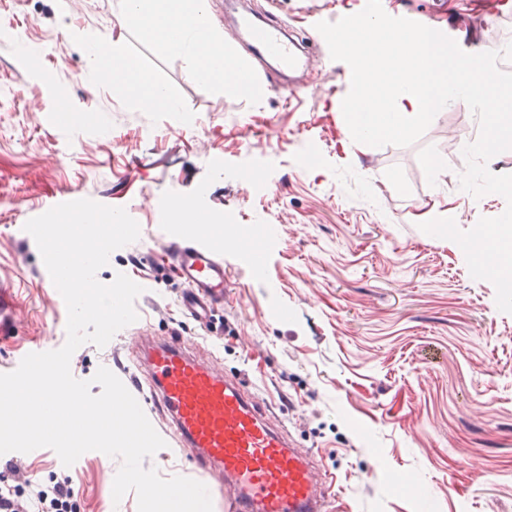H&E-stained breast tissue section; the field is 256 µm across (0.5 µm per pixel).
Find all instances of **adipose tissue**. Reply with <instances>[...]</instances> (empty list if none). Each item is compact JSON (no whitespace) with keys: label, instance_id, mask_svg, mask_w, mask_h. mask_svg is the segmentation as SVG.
<instances>
[{"label":"adipose tissue","instance_id":"adipose-tissue-1","mask_svg":"<svg viewBox=\"0 0 512 512\" xmlns=\"http://www.w3.org/2000/svg\"><path fill=\"white\" fill-rule=\"evenodd\" d=\"M123 11L127 20L149 30L168 52L189 54L205 85H215L222 79L227 86L236 88L246 82L247 77L240 67L224 68L221 62L224 36L211 27L205 0H123ZM175 19L183 23V31L178 35L172 34L169 27ZM200 36L206 37L211 43L213 56L199 55L196 39ZM96 72L112 82L136 85L139 90L137 102L141 108L150 110L162 105L170 112L180 109L179 104L167 95L162 86L129 67L121 54H113L111 62L97 66Z\"/></svg>","mask_w":512,"mask_h":512}]
</instances>
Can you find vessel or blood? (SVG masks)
I'll return each instance as SVG.
<instances>
[{
  "label": "vessel or blood",
  "mask_w": 512,
  "mask_h": 512,
  "mask_svg": "<svg viewBox=\"0 0 512 512\" xmlns=\"http://www.w3.org/2000/svg\"><path fill=\"white\" fill-rule=\"evenodd\" d=\"M240 44L254 62L283 70L303 66L279 16H238ZM168 261L185 290L184 315L209 325L223 306L227 259L238 244L216 250L208 241L169 228ZM15 328V303L0 286V341ZM133 364L141 374L131 392L147 418H162L159 435L188 457L210 493L215 512H329L325 476L314 454L278 425L270 403L256 397L241 376L227 375L214 359H201L179 331L140 339Z\"/></svg>",
  "instance_id": "obj_1"
}]
</instances>
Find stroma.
<instances>
[{"instance_id": "stroma-1", "label": "stroma", "mask_w": 512, "mask_h": 512, "mask_svg": "<svg viewBox=\"0 0 512 512\" xmlns=\"http://www.w3.org/2000/svg\"><path fill=\"white\" fill-rule=\"evenodd\" d=\"M117 2L0 0V89L10 93L0 98V283L17 304L0 373L49 333L66 337L65 302L22 224L67 196L122 207L140 236L98 280L121 272L142 286L134 308L151 335L176 328L198 351L217 348L218 367L272 402L330 472L337 512H512V314L498 310L491 282L471 277L459 245L419 228L451 217L468 230L506 208L500 195L460 188L462 149L479 134L469 107L449 105L407 147L353 145L341 111L350 68L320 65L328 46L306 22L366 0H250L311 47L316 89L298 106L273 76L254 77V96L203 85L192 60L128 25ZM384 10L469 53L512 31V0H387ZM116 46L179 111L143 110L125 85L99 82L91 50L107 58ZM69 110L87 123L70 125ZM175 193L199 211L188 233L220 249L229 230L244 256L266 255L227 268L228 333L205 332L179 308L164 234ZM135 351L125 329L108 346L79 347L70 370L130 377ZM7 462L19 485L71 477L79 512H137L135 493L112 498L119 459L89 451L66 467L41 448Z\"/></svg>"}]
</instances>
